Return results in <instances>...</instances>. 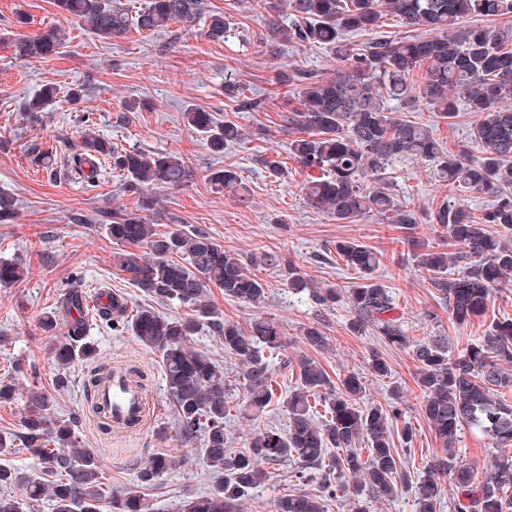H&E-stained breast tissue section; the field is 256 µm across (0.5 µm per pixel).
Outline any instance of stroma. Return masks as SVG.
Here are the masks:
<instances>
[{"instance_id":"stroma-1","label":"stroma","mask_w":512,"mask_h":512,"mask_svg":"<svg viewBox=\"0 0 512 512\" xmlns=\"http://www.w3.org/2000/svg\"><path fill=\"white\" fill-rule=\"evenodd\" d=\"M203 2L205 18L154 34L130 28L105 40L81 24H65L67 39L56 55L24 62L15 59L13 40L63 24L62 18L54 0H0V190L17 201L12 221L0 223V261L18 259L28 269L21 281L0 286V377L13 379L17 386L14 400L0 404V437L15 446L7 458L17 473L11 493L23 497L27 482L41 476L21 441L25 392L34 385L54 396L58 416L77 419L81 446L101 460L105 492L140 496L151 512H178L185 496L212 488V477L199 453L200 438L183 436L178 428L158 353L131 331L114 328L98 316L97 298L108 292L125 298L131 315L143 306L171 318L191 313L190 308L147 297L119 268L118 247L106 226L113 215L135 212L160 232L174 225L207 232L265 281L266 298L256 307L209 288L217 320L246 327L258 317L273 319L286 335L289 359L314 356L334 380L350 372L359 374L365 381L362 403L397 405L395 428L412 427L413 450L402 457L396 497H374L350 478L345 492L329 499L328 512H416L413 487L441 454L442 445L422 416L411 351L388 346L372 326L352 333L356 314L348 291L360 277L337 263L335 244L355 241L381 253L376 277L393 293L394 315L414 340L442 334L457 346L481 335L491 317L512 318V287L496 293L488 316L456 327L438 292L418 270L413 250L404 242L406 233L398 225L381 223L371 212L359 221L339 224L309 206L302 193L306 172L289 151L291 140L299 135L287 122L298 104L299 87L277 84L274 78L281 70L330 75L336 71L335 60L319 48L267 44L262 0ZM21 14L26 23L18 22ZM212 14L223 16L227 23L223 38L207 35V18ZM47 84L57 86L62 98L44 112H25L26 101ZM81 85L87 88L84 101L68 102L65 91ZM250 100L258 102V109L247 108ZM188 108L236 124L241 140L214 155L203 136L187 125L183 113ZM421 119L443 147L476 155L477 146L470 138L474 114L460 112L445 119L425 111ZM87 130L127 151L181 155L192 177L179 188L148 189L151 204L147 207L125 190L111 167H103L94 185H87L72 163ZM42 150L49 152L51 164L39 159ZM269 159L281 163L283 176L270 175L265 166ZM226 164L235 166L246 188L244 196L216 191L211 184V170ZM385 181L393 196L417 213V237L433 243L438 242L439 233L431 216L449 199L463 201L477 213L492 202L483 193L449 194L435 168L421 160L395 161ZM269 254L276 257L271 266L264 262ZM292 271L306 282L304 291L289 288L287 277ZM73 286L87 299L94 361L136 365L149 379L152 416L139 432L109 433L87 417L83 379L88 362H76L68 369L67 384L56 382L58 368L40 320L60 308ZM329 287L335 288L337 296L322 301ZM312 323L328 336L329 350L314 354L304 344L299 330ZM191 345L223 364L233 384L227 397V429L233 447H246L250 438L266 429H287L283 407H272L255 418L245 414L244 368L225 355L211 322L203 323ZM376 357L390 367V375L371 372L370 362ZM395 389L400 392L396 402L391 399ZM157 453L172 455L176 466L154 482H141V467ZM297 484L293 464L272 467L262 486L241 500L238 512H273L275 500Z\"/></svg>"}]
</instances>
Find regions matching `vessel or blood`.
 I'll return each mask as SVG.
<instances>
[{
  "label": "vessel or blood",
  "mask_w": 512,
  "mask_h": 512,
  "mask_svg": "<svg viewBox=\"0 0 512 512\" xmlns=\"http://www.w3.org/2000/svg\"><path fill=\"white\" fill-rule=\"evenodd\" d=\"M96 399L107 407L113 426L132 423L140 428L148 420L147 397L121 366H113L110 377L98 387Z\"/></svg>",
  "instance_id": "b4317fda"
}]
</instances>
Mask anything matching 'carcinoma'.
Segmentation results:
<instances>
[{"mask_svg": "<svg viewBox=\"0 0 512 512\" xmlns=\"http://www.w3.org/2000/svg\"><path fill=\"white\" fill-rule=\"evenodd\" d=\"M286 2L294 16L288 26L278 20L280 0L265 2L268 41L324 48L345 65L329 77L306 72L297 78L278 77L280 83H302L300 108L288 117L301 136L291 141L289 150L307 171L308 204L329 213L338 224L353 223L372 210L389 224L415 229V213L401 206L382 182L397 157L432 164L448 182L450 193L467 189L491 195V207L480 215L459 202L435 212L434 221L454 251L442 243L407 239L419 271L448 303V315L457 326L485 315L493 291L512 282V245L487 229L495 224L512 231V30L479 25L458 31L456 25L468 16L495 20L511 15L512 0ZM54 5L64 19H78L102 39L121 35L129 26V13L114 0H54ZM202 10L203 0H144L135 13V27L154 32L171 23L190 25ZM388 15L398 18L409 34L374 37ZM64 32L57 26L19 38L13 43L15 55L45 59L57 53ZM356 36L366 40L358 42ZM57 95L58 89L47 85L24 110L41 112ZM390 100L422 103L448 119L460 108L475 114L471 139L481 146L483 157L470 159L461 151L444 149L417 115H388ZM183 118L206 135L216 154L241 138L236 124L219 123L208 112L190 108ZM100 159L112 162L125 189L140 196L151 186L181 187L191 177L189 166L176 154L119 150L88 132L74 166L92 182ZM210 181L219 189L240 185L230 164L213 171ZM15 207V198L0 192V223L13 219ZM107 233L123 247L116 256L119 268L144 293L191 306L197 313L193 319L169 318L142 307L130 319L134 336L159 353L178 426L187 436L202 437V456L215 479L213 490L184 498L178 512H236L238 502L261 485L266 468L287 462L296 466L300 482L317 479L332 496L342 489L346 476L363 480L378 496L393 493L401 464L394 437L408 453L412 429L394 431V406L363 408L357 403L365 391L357 373L345 375L337 386L313 359L299 360V385L282 402L288 430L268 429L243 449L228 447L224 367L195 350L191 340L201 320L212 317L208 288H221L225 296L242 303L259 304L265 299V284L239 256L224 251L202 231L188 234L173 227L161 233L130 213L116 217ZM178 254L185 263L171 260ZM336 255L363 279L349 291L357 315L352 331L372 325L386 344L411 349L423 417L444 444V457L428 465L415 486L417 512H436L443 478L461 495L460 512H512V372L504 368L512 364V319H493L482 336L456 353L446 336L412 340L392 316L395 305L388 289L376 282L380 255L352 241L336 242ZM24 275L21 264L0 262V286ZM62 308L67 334L54 345L61 385L67 382L66 370L72 363L94 354L86 341L82 296L70 291ZM126 312L125 299L114 294L98 316L115 325L125 322ZM217 333L224 353L245 368L243 388L251 410L261 414L277 404L269 359L285 348L280 326L265 318L254 320L247 330L219 322ZM300 333L313 350L329 347L328 337L316 325H305ZM319 406L323 411L317 410ZM22 426L28 450L48 480L28 482L25 498L19 500L4 491L16 476L1 464L0 512H34L45 498L53 503L54 512H100L101 462L93 451L78 447L75 421L57 416L55 399L35 386L28 391ZM464 426L499 448L480 479L458 460L453 448ZM174 465L171 456L156 455L141 468V480L155 481ZM110 507V512H148V506L131 494L112 497ZM274 512L326 510L322 496L299 490L281 495Z\"/></svg>", "mask_w": 512, "mask_h": 512, "instance_id": "1", "label": "carcinoma"}]
</instances>
